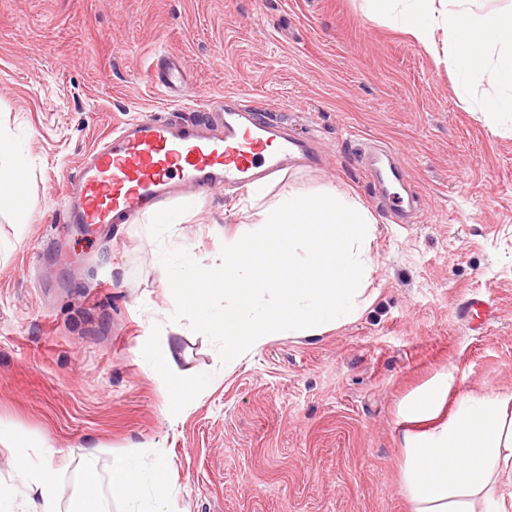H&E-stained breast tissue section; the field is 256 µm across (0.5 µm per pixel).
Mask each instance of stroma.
Here are the masks:
<instances>
[{"instance_id": "35a3bbf8", "label": "stroma", "mask_w": 512, "mask_h": 512, "mask_svg": "<svg viewBox=\"0 0 512 512\" xmlns=\"http://www.w3.org/2000/svg\"><path fill=\"white\" fill-rule=\"evenodd\" d=\"M162 55L191 97L158 92ZM445 38L421 48L365 0H0V134L28 163L25 215L0 206V431L30 439L74 512L86 462L106 512H125L112 460L169 463L167 512H413L403 406L447 378L448 399L512 394V133L462 102ZM242 98L312 142L316 164L273 192L348 193L377 220L366 304L315 337L281 336L231 367L172 321L161 250L209 266L241 229L243 190L188 192L164 229L146 212L89 238L57 201L82 158L145 114L180 119ZM391 148L418 197L410 224L377 208L363 168ZM481 293L494 314L464 319ZM171 345L174 366L145 352ZM208 386L169 394V375Z\"/></svg>"}]
</instances>
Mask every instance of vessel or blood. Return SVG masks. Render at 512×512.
<instances>
[{
    "label": "vessel or blood",
    "instance_id": "obj_1",
    "mask_svg": "<svg viewBox=\"0 0 512 512\" xmlns=\"http://www.w3.org/2000/svg\"><path fill=\"white\" fill-rule=\"evenodd\" d=\"M150 72L154 86L189 96L182 62L161 60ZM313 160L305 143L250 105H215L184 122L148 114L87 153L66 184L63 220L94 234L114 216L129 219L157 207L178 187H244Z\"/></svg>",
    "mask_w": 512,
    "mask_h": 512
}]
</instances>
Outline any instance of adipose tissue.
Masks as SVG:
<instances>
[{
	"mask_svg": "<svg viewBox=\"0 0 512 512\" xmlns=\"http://www.w3.org/2000/svg\"><path fill=\"white\" fill-rule=\"evenodd\" d=\"M367 0L377 16L398 14L399 21L426 51L436 48V33L444 31L463 79L488 75L497 95L480 104L492 132L512 125V11H486L476 0H454L453 9H437L436 0ZM26 171L9 140L0 138V202L21 208L26 204ZM448 391L447 381L427 386L406 408L408 419L426 428L403 437L406 456L404 485L414 512H512V394L462 395L447 422L436 418ZM17 447L14 471L23 488H36L38 512H57L58 471L34 465L30 440L12 438ZM112 484L125 500H149L151 512H163L169 494L167 465L154 460L144 465L125 455L112 462Z\"/></svg>",
	"mask_w": 512,
	"mask_h": 512,
	"instance_id": "ef3b65f1",
	"label": "adipose tissue"
}]
</instances>
